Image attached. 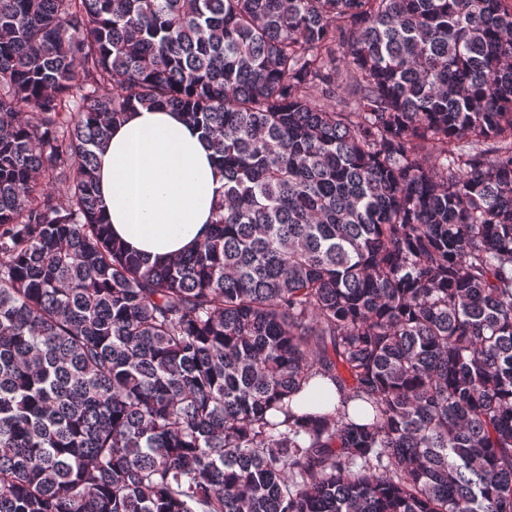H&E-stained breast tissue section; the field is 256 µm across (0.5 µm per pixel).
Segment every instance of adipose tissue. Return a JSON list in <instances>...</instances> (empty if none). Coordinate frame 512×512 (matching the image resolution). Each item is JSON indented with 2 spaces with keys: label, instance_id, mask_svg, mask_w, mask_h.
Masks as SVG:
<instances>
[{
  "label": "adipose tissue",
  "instance_id": "ef3b65f1",
  "mask_svg": "<svg viewBox=\"0 0 512 512\" xmlns=\"http://www.w3.org/2000/svg\"><path fill=\"white\" fill-rule=\"evenodd\" d=\"M97 179L113 238L152 260L178 258L204 238L224 192L200 131L142 106L113 126Z\"/></svg>",
  "mask_w": 512,
  "mask_h": 512
}]
</instances>
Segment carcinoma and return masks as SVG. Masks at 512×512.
Returning a JSON list of instances; mask_svg holds the SVG:
<instances>
[{
    "instance_id": "obj_1",
    "label": "carcinoma",
    "mask_w": 512,
    "mask_h": 512,
    "mask_svg": "<svg viewBox=\"0 0 512 512\" xmlns=\"http://www.w3.org/2000/svg\"><path fill=\"white\" fill-rule=\"evenodd\" d=\"M136 105L224 170L166 263ZM0 512H512V0H0ZM97 179L113 238L151 262L204 238L224 192L200 131L177 112L139 105L112 127Z\"/></svg>"
}]
</instances>
